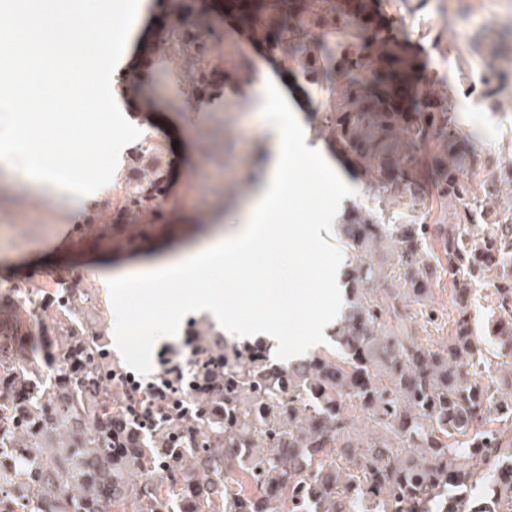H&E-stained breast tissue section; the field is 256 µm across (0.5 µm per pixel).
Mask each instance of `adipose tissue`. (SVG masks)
<instances>
[{"label": "adipose tissue", "mask_w": 512, "mask_h": 512, "mask_svg": "<svg viewBox=\"0 0 512 512\" xmlns=\"http://www.w3.org/2000/svg\"><path fill=\"white\" fill-rule=\"evenodd\" d=\"M271 154L272 160L266 168L261 186L251 200L246 220L234 235L204 243L180 259L114 275L116 286L121 288L139 281L166 282L176 274L190 281L214 263L223 262L224 289L186 290L181 299L182 304L201 310L223 309L229 329H246L254 335L262 336L266 333L263 325H244L232 309L233 304L243 299L241 289L235 286L236 272L240 266L259 256L276 260L280 249L284 248L290 254L291 264L296 267L295 278L291 287H281L278 268H271L264 288L258 291L265 305L264 317L274 321L291 308L305 314L312 313L310 284L316 280L317 275L299 267L303 230L294 224L281 223L277 211L287 190L289 163L305 161L311 155L301 126L296 123L286 125L272 144Z\"/></svg>", "instance_id": "adipose-tissue-1"}]
</instances>
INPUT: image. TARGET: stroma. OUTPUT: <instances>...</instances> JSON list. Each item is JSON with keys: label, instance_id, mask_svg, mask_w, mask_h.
I'll return each instance as SVG.
<instances>
[{"label": "stroma", "instance_id": "1", "mask_svg": "<svg viewBox=\"0 0 512 512\" xmlns=\"http://www.w3.org/2000/svg\"><path fill=\"white\" fill-rule=\"evenodd\" d=\"M370 18L399 36L407 56L418 66H432L433 83L448 88V107L463 134L462 143L499 159L512 162V68L492 100L483 99L479 79L497 69V62L480 53L476 44L487 33L502 45H512V0H379ZM163 21L153 0H140L130 36L117 65L118 71L134 72L148 44L156 40ZM266 84L284 80L290 94L277 110L257 107L258 86L246 79L226 84L199 108L185 100L178 108H167L171 88L148 81L143 90L158 101L159 109L146 112L129 97L121 103L132 122L160 130L165 150L184 161L201 160L202 188L188 194L179 175H172L168 187L172 199L165 209L141 218L139 234L128 237L120 225H110L95 240L79 237L80 226L89 210L100 209L96 195L84 197L79 206L35 188L21 171L0 162V295L12 284H34L41 272L66 271L96 282L105 273L132 270L176 258L194 248L202 239L197 227L212 225L226 231L239 223L254 193L258 174L266 161V148L290 122L310 126L323 92L301 76L286 73L278 60L262 63ZM242 105L236 117L219 121L225 100ZM315 164L290 172L292 186L282 204V219L305 227L309 244L307 263L339 275L347 261L345 248L336 233L345 204L368 202L360 176L347 158L324 148ZM39 198L62 210V219L46 226L32 239L28 226L39 219V210L29 208ZM186 283L172 280L142 288L137 300H125L120 289L107 288L103 305L96 314H79V321L98 332L107 358L115 368L149 376L156 370V355L162 346L181 340L188 322L213 337L238 343L239 334H225L223 319L209 311H182L179 297ZM339 301L325 303L323 321L312 325L296 314L281 324L277 341L270 347L275 360L285 356H305L329 347L330 331L338 318Z\"/></svg>", "mask_w": 512, "mask_h": 512}]
</instances>
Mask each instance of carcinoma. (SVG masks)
<instances>
[{"label": "carcinoma", "mask_w": 512, "mask_h": 512, "mask_svg": "<svg viewBox=\"0 0 512 512\" xmlns=\"http://www.w3.org/2000/svg\"><path fill=\"white\" fill-rule=\"evenodd\" d=\"M191 38L169 29L186 88L210 74L214 14ZM267 0L248 21L269 35L289 71L326 92L313 133L354 160L374 206L352 203L338 235L347 248L345 303L335 347L278 365L224 344V391L193 400L191 416L146 439L112 401L96 332L73 319L76 292L56 310L48 353L19 351L34 323L25 291L0 305V512H512V165L458 150L460 131L437 85L412 86L414 67L394 33L372 32L360 10L305 0L291 24H267ZM375 79L383 92L369 96ZM160 149L135 166L166 183ZM399 207L448 211L432 224L390 223ZM456 315L448 338L419 339L435 321L428 300L442 274ZM490 287L483 335L473 329L472 284ZM342 448H355L347 457Z\"/></svg>", "instance_id": "obj_1"}]
</instances>
